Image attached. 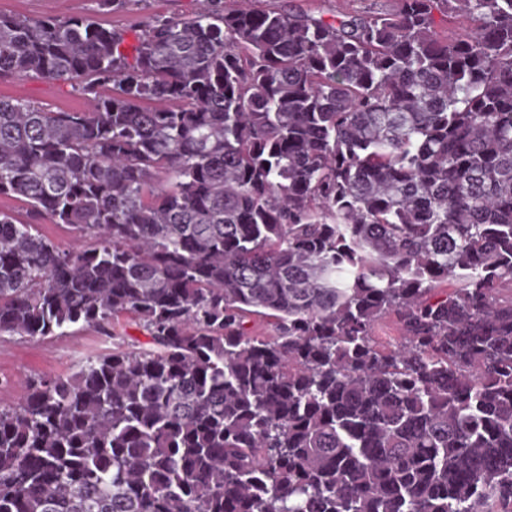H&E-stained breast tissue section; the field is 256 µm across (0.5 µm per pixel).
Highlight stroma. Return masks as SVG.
Listing matches in <instances>:
<instances>
[{
  "label": "stroma",
  "instance_id": "35a3bbf8",
  "mask_svg": "<svg viewBox=\"0 0 512 512\" xmlns=\"http://www.w3.org/2000/svg\"><path fill=\"white\" fill-rule=\"evenodd\" d=\"M201 0H123L118 7H102L100 0H0V13L11 16L58 20L89 17L102 27L118 29L126 36V49H133L145 24L155 19H182L193 16ZM294 3L330 17L340 11H382L392 0H256L261 9L282 8ZM0 96L24 99L55 111H83L88 99L72 83L49 81L32 75L0 76ZM0 211L15 215L22 222H37L39 232L62 248L92 247L91 237L80 235L64 224L48 218L32 219L27 205L13 196H0ZM128 349L146 347V333L127 316L119 317L107 328L87 326L70 329L62 336L30 338L0 335V407L17 403L21 383L27 379L66 377L93 356L107 354L117 344Z\"/></svg>",
  "mask_w": 512,
  "mask_h": 512
}]
</instances>
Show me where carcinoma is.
Returning <instances> with one entry per match:
<instances>
[{
	"label": "carcinoma",
	"mask_w": 512,
	"mask_h": 512,
	"mask_svg": "<svg viewBox=\"0 0 512 512\" xmlns=\"http://www.w3.org/2000/svg\"><path fill=\"white\" fill-rule=\"evenodd\" d=\"M124 42L0 14V75L91 95L0 97V195L96 239L0 211V334L150 343L0 408V512H512V0ZM0 96L24 99L54 111H84L87 95L68 81H49L39 76H0ZM0 211L13 214L22 222L38 224L39 232L61 248L67 249L72 246L90 248L94 245L93 238L81 236L65 224H52L46 217L33 219L27 205L14 196H0Z\"/></svg>",
	"instance_id": "cac0c4a2"
}]
</instances>
